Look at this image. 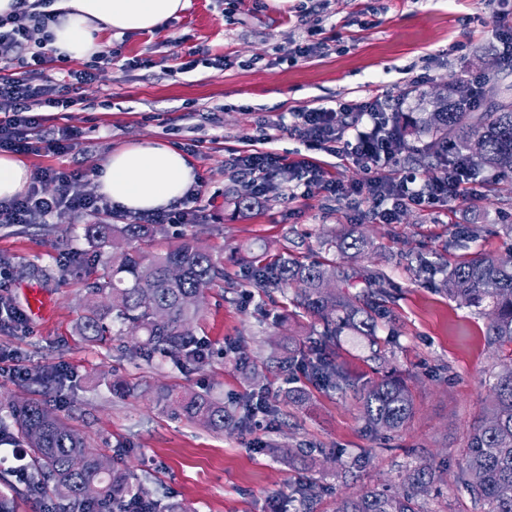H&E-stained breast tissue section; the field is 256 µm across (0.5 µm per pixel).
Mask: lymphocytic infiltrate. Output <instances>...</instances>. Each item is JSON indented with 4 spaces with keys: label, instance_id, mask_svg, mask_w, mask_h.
Here are the masks:
<instances>
[{
    "label": "lymphocytic infiltrate",
    "instance_id": "lymphocytic-infiltrate-1",
    "mask_svg": "<svg viewBox=\"0 0 512 512\" xmlns=\"http://www.w3.org/2000/svg\"><path fill=\"white\" fill-rule=\"evenodd\" d=\"M46 2L16 0L9 13L0 15L1 151L55 155L72 151L73 138L67 129H59L52 137L45 135L42 113L83 106L84 100L77 94L79 85L91 82L99 68L114 60L112 52L104 50L81 67L61 72L56 78L46 77L43 66L49 51L42 45L31 47L28 39L30 23L45 27L59 19L58 13L46 10ZM389 109L388 100L377 95L364 101H344L333 108L298 109L286 118H260L255 135L260 148L230 152L224 165L251 183L258 197L265 196L284 169H292L298 186L288 197L296 199L298 187L323 180V169L316 161H291L270 149L277 132L286 130L311 147L370 171L371 177L362 188L326 183L330 193L339 197L367 194L373 203L374 220L393 223L407 206L445 205L471 196L476 175L459 164L422 181L413 176L396 180L377 175L379 163L397 154ZM39 177L55 183V194H43L33 186L0 202V224H66L78 216L112 215L113 207L105 197L84 191L81 171L46 168Z\"/></svg>",
    "mask_w": 512,
    "mask_h": 512
}]
</instances>
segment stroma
<instances>
[{
  "mask_svg": "<svg viewBox=\"0 0 512 512\" xmlns=\"http://www.w3.org/2000/svg\"><path fill=\"white\" fill-rule=\"evenodd\" d=\"M499 19L512 21V0H287L281 8L270 0H188L185 11L155 29L101 32L116 63L97 70L81 88L84 108L67 114L77 148L23 159L35 173L81 170L91 193V174L116 147L156 141L185 153L206 181V198H182L195 213L193 223L163 225L150 249L166 251L192 234L223 261L224 277L206 289L196 327L210 346L209 358L187 367L159 357L148 363L134 357L128 338L83 340L74 327L87 288L106 262L85 235L86 218L0 224V270L8 274L0 295L20 307L26 289L37 288L49 302L46 314L29 318L26 328L0 331V400L56 407L92 447L149 477L161 501H181L190 512H295L288 490L301 483L315 485L317 512H333L338 494L400 488L407 469L421 462L442 476L428 512H479L458 488V461L506 354L489 343L485 316L457 306L440 289V274L415 275L412 263L420 253L442 263L478 247L491 254L511 248L512 174L479 173L474 198L443 207L411 205L397 223L383 224L372 219L369 199H343L319 183L289 199L288 171L265 198L244 207L240 200L252 191L225 170L224 156L248 147L263 116L376 94L407 114L418 111L420 101H432L450 79L484 84L504 67L492 39ZM175 40L223 58V68L201 64L172 73ZM300 43L312 44V52L290 58V48ZM273 147L293 160L320 162L329 179L353 185L369 177L286 131ZM354 224L373 240V252L350 259L325 250ZM474 225L486 230L475 242L468 237ZM282 253L303 259L326 253L348 272H384L396 335L385 366L409 377L416 406L407 427L390 439L364 432L351 393L318 390L307 407L281 406L267 431L215 433L156 407L157 394L168 389L239 397L244 387L224 353L229 343L246 339L263 357L271 340L311 332L313 318L291 313V290L268 297L245 277L252 256ZM16 364L42 373L64 367L71 378L62 386L18 379L11 373ZM117 380L127 393L113 392ZM0 427L9 437L0 445V475L12 484L14 512H44L43 501L30 497L14 475L20 441L9 413L0 412ZM255 437L262 448H252ZM334 448L343 449L344 465L325 459Z\"/></svg>",
  "mask_w": 512,
  "mask_h": 512,
  "instance_id": "35a3bbf8",
  "label": "stroma"
}]
</instances>
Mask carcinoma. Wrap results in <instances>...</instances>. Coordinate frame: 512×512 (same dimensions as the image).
Segmentation results:
<instances>
[{"instance_id":"cac0c4a2","label":"carcinoma","mask_w":512,"mask_h":512,"mask_svg":"<svg viewBox=\"0 0 512 512\" xmlns=\"http://www.w3.org/2000/svg\"><path fill=\"white\" fill-rule=\"evenodd\" d=\"M402 145L420 157L431 172L451 162L462 161L477 170L512 173V81L509 74L495 79L472 95L463 81L453 80L438 95L430 112L413 121L398 124ZM157 233L155 224H89L88 239L111 249V271L89 288L84 314L75 332L90 342L110 335L107 321L120 326L134 340L132 351L151 361L155 356L175 363L195 357L192 346L202 343L196 336L199 305H188L186 297H202L216 280L224 278V267L193 238H185L163 253L146 245ZM330 246L354 255L370 246L359 230L339 235ZM180 269L176 279L172 267ZM442 286L459 306L470 308L489 319L487 335L493 343L508 349L512 358V253L496 256L478 250L452 265L438 268ZM247 273L260 288H291L298 312L314 318L317 328L304 341L284 337L270 344L268 360L258 363L242 340L231 348L236 368L246 387L244 395L226 402L209 392L167 390L157 402L175 418L185 419L213 432H234L250 423L257 400L266 391L265 370L274 363L287 373L297 371L283 394L286 403L303 407L310 403L306 383L339 393L352 391L359 404L363 428L371 435L397 432L414 414L408 379L388 371L377 380L360 384L337 362L341 338L347 332L364 336L374 347L371 357L385 359L378 348L379 320L387 314V292L376 287L384 274L365 278L366 290H336L331 284L340 278L336 265L319 260L300 261L283 254L270 261L265 255L252 257ZM306 383H301V380ZM12 416L26 445V492L34 498H48L46 512H119L129 501L152 507V512H187L183 503L160 505L144 482L128 469L111 466L100 448L66 427L40 405L12 408ZM465 476L463 490L481 512H512V498L500 495V488L512 485V370L493 376L490 400L473 423L467 448L460 462ZM480 480L473 481V475ZM436 482L427 465L414 467L403 488L396 492L373 487L336 502L334 512H424L421 501ZM303 512H314V485L292 490Z\"/></svg>"}]
</instances>
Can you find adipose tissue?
Returning a JSON list of instances; mask_svg holds the SVG:
<instances>
[{
    "mask_svg": "<svg viewBox=\"0 0 512 512\" xmlns=\"http://www.w3.org/2000/svg\"><path fill=\"white\" fill-rule=\"evenodd\" d=\"M187 0H60L64 16L49 29L56 55L83 59L101 51L105 30L139 32L178 17ZM98 194L135 214L169 208L196 180L180 151L159 142H136L112 150L93 176Z\"/></svg>",
    "mask_w": 512,
    "mask_h": 512,
    "instance_id": "adipose-tissue-1",
    "label": "adipose tissue"
}]
</instances>
